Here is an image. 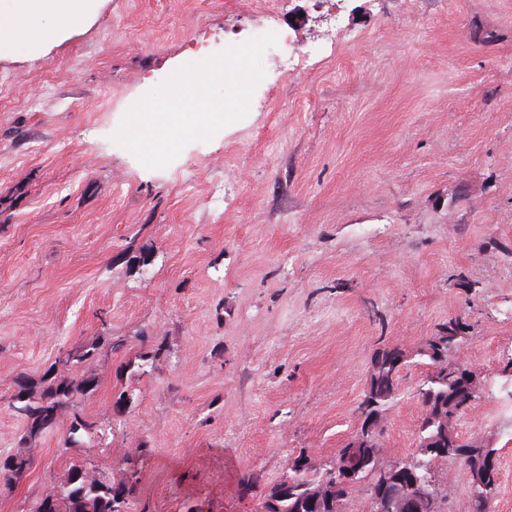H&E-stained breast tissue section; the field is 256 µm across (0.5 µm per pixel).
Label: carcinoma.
<instances>
[{"label":"carcinoma","mask_w":512,"mask_h":512,"mask_svg":"<svg viewBox=\"0 0 512 512\" xmlns=\"http://www.w3.org/2000/svg\"><path fill=\"white\" fill-rule=\"evenodd\" d=\"M469 339L467 326L453 320L438 327L433 341L408 354L397 347L377 350L371 359L363 398L357 406L363 422L377 413L387 411L398 396L401 373L411 362L427 367V374L421 380L417 394L424 408L418 426V448L410 458L386 462L381 449L374 443L381 437L380 430L371 432L366 446L355 448L348 442L339 449L336 457L321 466L313 476L304 475L295 467L279 481L266 487L261 502L262 512H346L350 500L349 493L339 489L331 499L316 505L312 494L313 485L322 481L336 480V471L350 466L355 470L354 478L362 485L369 499L382 494L403 496L419 495V489L411 482L386 484L381 480L383 470L408 469L418 481L428 479L437 482L432 469V459L439 452L448 454V459L465 465L470 473H482L488 460L497 452L495 448H472L460 442L458 435H450L442 430L440 423L431 419L440 408L448 405V400L456 399L457 415L464 414L475 398L467 393L460 368L438 369L441 358H449ZM120 344L112 339H104L90 347H80L59 353L55 368L44 374L38 382L25 376L16 381L17 388L8 398L7 408L25 423L18 443L51 431L58 413L74 405L78 399L92 394L97 388L94 378L76 375L74 371L93 360L104 348L116 350ZM97 434L96 425L80 414H75L69 428L67 444L76 445L84 439H93ZM33 465L30 456L24 453L0 456V491L12 489L13 482ZM140 473L134 468L125 470L115 481L91 477L83 463L70 462L66 479L52 486L49 494L55 498V512H128L131 501L136 497L140 486ZM486 490L470 484L472 512H482L480 498L489 493L498 495V472L488 474Z\"/></svg>","instance_id":"1"}]
</instances>
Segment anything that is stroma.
I'll return each instance as SVG.
<instances>
[{"label": "stroma", "instance_id": "obj_1", "mask_svg": "<svg viewBox=\"0 0 512 512\" xmlns=\"http://www.w3.org/2000/svg\"><path fill=\"white\" fill-rule=\"evenodd\" d=\"M269 31L322 51L293 74L264 55L245 118L163 170L113 141L176 68ZM451 318L482 384L453 428L496 449L512 512V0H107L49 55L0 61V397L59 351L121 344L53 433L19 444L0 405V453L33 459L0 512H30L74 460L138 468L131 512H258L241 474L334 458L377 348L414 352ZM425 372L401 374L384 460L417 446ZM76 413L101 439L66 445ZM436 476L445 512H471L468 469Z\"/></svg>", "mask_w": 512, "mask_h": 512}]
</instances>
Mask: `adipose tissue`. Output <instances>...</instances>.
<instances>
[{"instance_id": "obj_1", "label": "adipose tissue", "mask_w": 512, "mask_h": 512, "mask_svg": "<svg viewBox=\"0 0 512 512\" xmlns=\"http://www.w3.org/2000/svg\"><path fill=\"white\" fill-rule=\"evenodd\" d=\"M104 0H0V59H36L93 22Z\"/></svg>"}]
</instances>
